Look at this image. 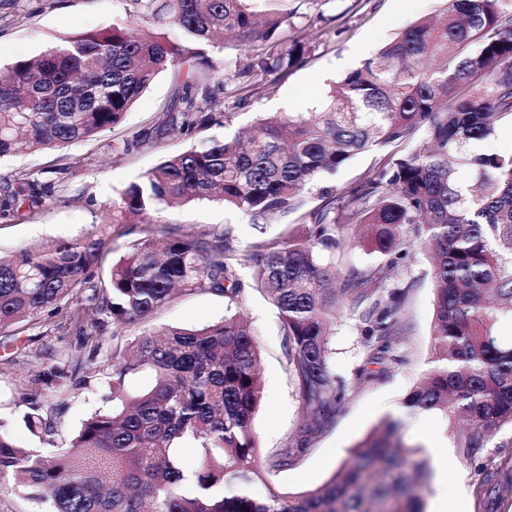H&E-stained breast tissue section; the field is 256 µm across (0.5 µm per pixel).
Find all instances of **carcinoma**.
<instances>
[{
    "label": "carcinoma",
    "mask_w": 512,
    "mask_h": 512,
    "mask_svg": "<svg viewBox=\"0 0 512 512\" xmlns=\"http://www.w3.org/2000/svg\"><path fill=\"white\" fill-rule=\"evenodd\" d=\"M124 19L65 37L40 55L0 67V158L89 141L119 124L164 69L184 75L178 113H167L124 149L190 136L212 119L208 80L234 106L264 88L265 76L300 64L312 49L292 0H122ZM439 20L422 18L363 66L332 85L319 112L261 120L255 134L164 157L107 208L104 222L75 240L0 256V331L85 298L72 312L81 345L107 329L144 321L178 292L224 295V319L200 329L136 338L112 355V388L146 370L152 386L99 411L67 448L28 452L0 432V475L14 476L50 512H425L433 472L426 447L388 416L321 486L291 494L254 486L296 465L310 442L303 427L258 463L253 417L263 399L256 337L235 309L236 267L253 271L276 307L286 371L303 410L324 428L347 383L331 363L327 328L340 310L365 307L363 346L376 364L398 362L389 338L403 330L393 277L413 249L427 252L435 283L430 367L404 396L410 416L462 421L459 454L474 458L512 428V340L496 325L512 319V152L473 146L512 122V0H446ZM234 35L250 57L235 74L206 47ZM406 147L397 155L391 147ZM386 149L382 170L360 189L320 194L306 235L240 250L232 231L157 236L144 224L131 251L99 276L112 235L150 208L219 200L256 224L306 204L308 185L359 154ZM52 183L29 173L0 188V214L33 212ZM364 227L362 246L386 257L345 277L319 250L346 228ZM64 354L46 382L71 378ZM38 438L55 433L41 407L25 416ZM197 449L185 465L181 449ZM512 500V466L485 473L479 494Z\"/></svg>",
    "instance_id": "obj_1"
}]
</instances>
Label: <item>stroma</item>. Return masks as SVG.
<instances>
[{
	"instance_id": "obj_1",
	"label": "stroma",
	"mask_w": 512,
	"mask_h": 512,
	"mask_svg": "<svg viewBox=\"0 0 512 512\" xmlns=\"http://www.w3.org/2000/svg\"><path fill=\"white\" fill-rule=\"evenodd\" d=\"M304 23L316 32L314 47L304 61L282 78L267 77V87L246 103L228 108L224 91L212 85L215 100L208 126L188 137H172L158 145L123 151L122 145L142 130L151 128L173 108L181 85L176 73H160L150 87L126 112L122 122L92 141L77 142L61 150L38 151L0 160V183L19 172L53 183L30 217L0 220V253L33 249L59 240H74L91 232L101 218L105 204L119 194L164 156L178 154L213 140H229L238 132L256 129L260 120L282 112H307L319 107L330 84L373 58L380 47L402 32L414 20L440 12L441 0H329L315 6L296 0ZM123 16L120 0H0V65L34 57L58 38L81 31L100 30L119 22ZM380 151L355 158L337 174L313 186L310 207L319 204L322 189L344 191L360 188L367 173L376 172ZM159 232L173 230L196 235L231 229L236 246L251 242L281 240L287 233H301V213L277 216L264 224H252L241 212L220 202H200L168 207L147 214ZM340 274L380 264L379 255L360 245L356 228H348L335 250L323 252ZM243 288L240 314L256 336L261 350V380L264 400L253 427L260 455L283 447L303 424V413L293 385L285 371L282 331L271 301L252 286V271L240 269ZM409 289L402 304L404 329L392 337L402 362L392 364L373 379L357 380L358 370L368 367V353L362 345L361 321L347 312L338 317L330 341L331 360L337 376L346 379L349 391L337 405L326 430L314 436L297 464L288 471L268 476L256 485L258 494L267 487L286 493L313 489L330 478L348 457L352 447L386 416L402 414L401 401L414 381L430 366L431 326L434 290L431 268L425 254L411 252L404 275ZM225 312L223 295L198 291L180 294L143 323L129 325L122 340L104 333L97 349L81 348V338L71 323L69 309L43 313L36 321L17 326L11 337L0 336V429L21 447L43 451L44 445L26 429L23 417L31 402L54 407L55 441H71L86 417L95 410L115 407L107 370L112 353L125 350L127 343L144 333L171 326L203 327L220 321ZM80 355L77 382L63 391L51 392L37 376L64 352ZM405 418L408 432L417 440L443 439L448 458V488L431 484L426 495V512H438L439 494H447V512H489L477 492L483 472L503 466L512 456V430H501L475 459L460 456L454 433L441 418L425 414Z\"/></svg>"
}]
</instances>
